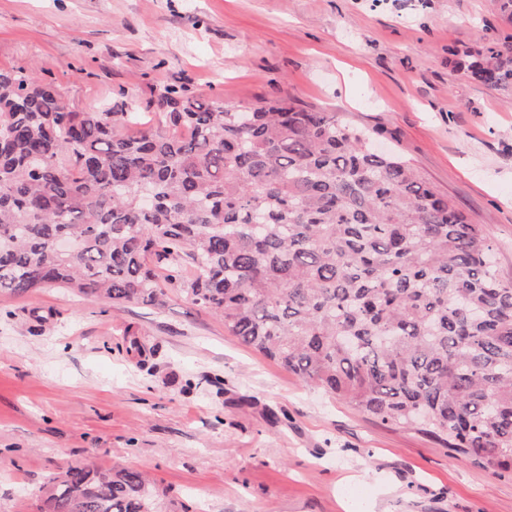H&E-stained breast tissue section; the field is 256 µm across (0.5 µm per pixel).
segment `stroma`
<instances>
[{
  "instance_id": "35a3bbf8",
  "label": "stroma",
  "mask_w": 512,
  "mask_h": 512,
  "mask_svg": "<svg viewBox=\"0 0 512 512\" xmlns=\"http://www.w3.org/2000/svg\"><path fill=\"white\" fill-rule=\"evenodd\" d=\"M505 31L493 0H0V69L144 123L177 84L383 131L512 280V98L450 61ZM68 464L143 471L170 512H512V474L328 398L182 297L0 293V512H37Z\"/></svg>"
}]
</instances>
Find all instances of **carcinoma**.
<instances>
[{
    "label": "carcinoma",
    "mask_w": 512,
    "mask_h": 512,
    "mask_svg": "<svg viewBox=\"0 0 512 512\" xmlns=\"http://www.w3.org/2000/svg\"><path fill=\"white\" fill-rule=\"evenodd\" d=\"M512 90V33L459 54ZM151 125L77 110L0 71V292L114 306L174 291L308 386L512 471V281L465 215L373 132L289 98L251 108L168 85ZM72 238L76 250L59 253ZM40 512H160L134 468L69 465Z\"/></svg>",
    "instance_id": "carcinoma-1"
}]
</instances>
